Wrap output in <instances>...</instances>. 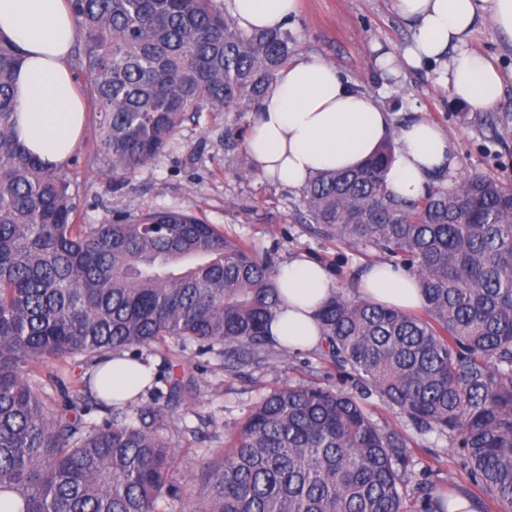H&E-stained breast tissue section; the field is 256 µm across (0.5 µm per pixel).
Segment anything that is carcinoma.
<instances>
[{
    "label": "carcinoma",
    "instance_id": "1",
    "mask_svg": "<svg viewBox=\"0 0 512 512\" xmlns=\"http://www.w3.org/2000/svg\"><path fill=\"white\" fill-rule=\"evenodd\" d=\"M71 4L99 116L94 154L114 177L202 112L246 118L294 54L288 30L245 31L223 0ZM17 64L0 40V492L20 512H158L184 480L166 437L180 380L135 408L101 399L112 385L90 373L51 409L33 369L75 354L95 367L170 339L259 365L281 304L272 265L194 214L79 221L71 180L15 136ZM393 156L388 141L355 169L320 173L302 204L327 238L414 273L423 310L335 295L319 313L324 355L417 433L460 449L490 498H473L474 512H512V186L476 176L401 199L387 187ZM411 442L351 393L276 387L214 452L210 493L190 512H448L446 486L415 479Z\"/></svg>",
    "mask_w": 512,
    "mask_h": 512
}]
</instances>
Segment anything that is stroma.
Here are the masks:
<instances>
[{"label": "stroma", "mask_w": 512, "mask_h": 512, "mask_svg": "<svg viewBox=\"0 0 512 512\" xmlns=\"http://www.w3.org/2000/svg\"><path fill=\"white\" fill-rule=\"evenodd\" d=\"M296 58L317 57L332 63L348 79L377 95L396 122L424 118L439 125L451 140L456 165L444 174V184L456 187L482 175L512 185V83H507L492 112L507 126L498 139L481 125L479 111L453 100L433 70L400 68L385 75L376 62L378 51L398 54L410 40L408 26L390 8V0H300V11L288 25ZM503 71L512 70V38L492 24H481L468 41ZM96 114L87 117L84 134L63 167L80 199L86 223L104 224L118 217L133 218L153 210L192 213L215 225L225 236L241 238L274 264L303 255L320 263L341 294L356 296L360 278L379 252L325 239L307 223L300 189L267 177L256 168L246 149L249 129L235 114L204 112L185 121L153 160L126 179L107 173L106 161H90L98 134ZM168 356L142 349L157 376L168 364L189 377L191 386L171 413L168 434L184 475L180 496L165 501L164 512H184L207 495L201 473L214 449L225 447L232 430L250 407L270 388L284 383L351 389V377L324 359L321 348L284 350L269 363L246 369L225 367L213 353L169 341ZM366 410L380 423L413 437L419 466L430 467L449 493L482 497L457 449L434 436L414 434L412 426L370 396Z\"/></svg>", "instance_id": "obj_1"}]
</instances>
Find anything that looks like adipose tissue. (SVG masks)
<instances>
[{"label": "adipose tissue", "mask_w": 512, "mask_h": 512, "mask_svg": "<svg viewBox=\"0 0 512 512\" xmlns=\"http://www.w3.org/2000/svg\"><path fill=\"white\" fill-rule=\"evenodd\" d=\"M413 33L401 56L384 55L390 67L441 64L439 80L456 101L482 109L499 98L505 74L483 54L467 50L475 28L493 21L512 37V0H391ZM228 12L246 30L285 27L298 0H226ZM70 0H0V39L14 43L21 58L15 80V132L43 162L63 165L76 149L85 123V103L69 66L75 41ZM396 143L387 174L397 196H418L429 178L455 164L453 145L436 124L419 119L396 125L371 93L346 79L332 64L304 58L288 64L267 86L251 118L246 149L257 168L300 187L321 171L361 164L387 140ZM284 295L270 326L287 347L321 342L319 313L338 287L318 263L296 257L276 269ZM359 293L372 301L414 310L423 303L415 276L389 264L364 275ZM152 367L121 354L102 364L98 377L112 381V398L136 397Z\"/></svg>", "instance_id": "ef3b65f1"}]
</instances>
